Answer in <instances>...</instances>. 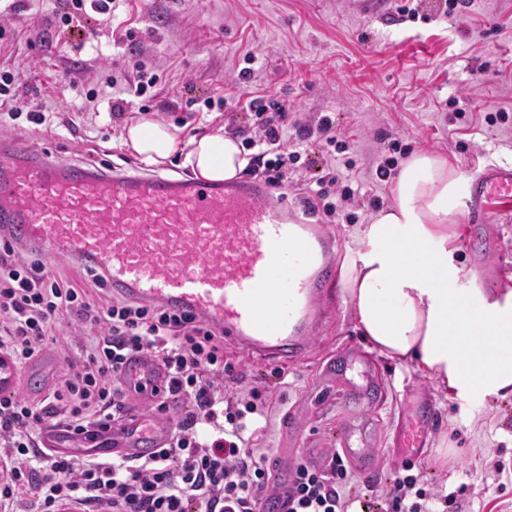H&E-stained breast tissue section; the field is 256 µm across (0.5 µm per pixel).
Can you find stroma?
<instances>
[{
    "mask_svg": "<svg viewBox=\"0 0 512 512\" xmlns=\"http://www.w3.org/2000/svg\"><path fill=\"white\" fill-rule=\"evenodd\" d=\"M444 16V0H115L111 12L87 7L79 27L59 22L69 0H12L11 42L0 50V67L15 71L20 99L46 105L51 121L26 118L0 125V134L44 147L70 162L97 161L141 169L121 138L126 126L147 115L190 137L248 122L250 96L271 95L287 107L289 122L328 113L345 141L353 169L337 168L362 193L352 224L326 223L343 257L358 225L369 223L372 198L394 202L393 185L376 184L364 158L376 142L399 141L396 163L421 151L448 158L465 177L489 162L512 164V127L486 124L500 111L512 116V0H468ZM410 6L413 17L400 13ZM134 38H127V31ZM259 57L260 71L240 91L233 77L246 54ZM157 70L152 94L117 92L106 75L134 80L137 63ZM95 110L82 111L88 91ZM224 106L208 107V100ZM468 217L455 228L456 259L472 268L474 285L500 296L512 291V215L492 216L479 234ZM489 252L496 274L477 265ZM366 350L350 309L335 296L332 309L310 331L300 357L283 364L224 344L234 375L224 381L225 398L257 386L271 396L265 430L253 445L334 448L341 427L356 415L338 401V382H325L328 359L343 361L348 349ZM379 397L368 409V431L382 464L375 477L352 474L357 487L393 483L405 463L395 456L393 436L413 409L407 393L426 400L433 418L424 447L411 459L435 489L452 495L448 512H512V396L458 399L422 371L373 357ZM293 414L294 434L278 435V416ZM499 475H491L493 465Z\"/></svg>",
    "mask_w": 512,
    "mask_h": 512,
    "instance_id": "1",
    "label": "stroma"
}]
</instances>
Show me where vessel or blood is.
<instances>
[{
    "label": "vessel or blood",
    "mask_w": 512,
    "mask_h": 512,
    "mask_svg": "<svg viewBox=\"0 0 512 512\" xmlns=\"http://www.w3.org/2000/svg\"><path fill=\"white\" fill-rule=\"evenodd\" d=\"M475 222L493 210L512 212V167L489 164L469 186ZM0 237L38 248L51 261L99 271L113 291L145 304L193 314L249 354L277 362L308 346L310 323L334 298L336 262L323 225L296 215L261 179L207 182L157 173L113 170L106 164H65L35 147L0 138ZM360 378L344 393L372 406L376 382L366 357L354 352ZM165 382L151 357L133 354L120 383L129 399L148 402ZM425 418L399 430L402 458L416 455ZM171 437L169 424L139 412L113 423L96 455L121 450L147 457ZM41 444L77 453L84 437L46 429ZM339 452L369 474L379 456L345 427Z\"/></svg>",
    "instance_id": "1"
}]
</instances>
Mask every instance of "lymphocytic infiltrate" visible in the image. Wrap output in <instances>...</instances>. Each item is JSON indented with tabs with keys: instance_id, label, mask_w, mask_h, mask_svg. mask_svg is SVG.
Returning <instances> with one entry per match:
<instances>
[{
	"instance_id": "obj_1",
	"label": "lymphocytic infiltrate",
	"mask_w": 512,
	"mask_h": 512,
	"mask_svg": "<svg viewBox=\"0 0 512 512\" xmlns=\"http://www.w3.org/2000/svg\"><path fill=\"white\" fill-rule=\"evenodd\" d=\"M255 126L244 138L252 150L250 175L274 189L288 186V172L310 138L335 145L329 117L285 124L274 98L256 97ZM358 192L336 180L310 184L308 213L350 219ZM77 326L82 352L46 395L0 399V512H258L273 490L269 453L252 448L248 423L266 421L269 407L259 388L224 399V337L184 313L147 307L111 295L94 270L61 276L40 260L0 242V366L21 368L41 354L59 322ZM132 354L155 357L168 377L164 413L183 399L194 412L179 421L169 443L143 459L102 461L40 449L35 424L48 421L87 434L109 429L130 409L118 373ZM348 467L337 454L324 466L298 463L282 512H370L366 493L352 490ZM386 512H435L447 503L422 474L397 477L379 492Z\"/></svg>"
}]
</instances>
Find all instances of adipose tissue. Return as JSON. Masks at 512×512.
<instances>
[{"mask_svg":"<svg viewBox=\"0 0 512 512\" xmlns=\"http://www.w3.org/2000/svg\"><path fill=\"white\" fill-rule=\"evenodd\" d=\"M123 145L148 165L180 155L196 178L231 180L250 164L215 128L189 139L152 118L131 123ZM462 173L417 152L394 180V204L361 225L341 265L346 303L368 349L434 378L456 396L512 395V292L470 287L454 261Z\"/></svg>","mask_w":512,"mask_h":512,"instance_id":"obj_1","label":"adipose tissue"}]
</instances>
